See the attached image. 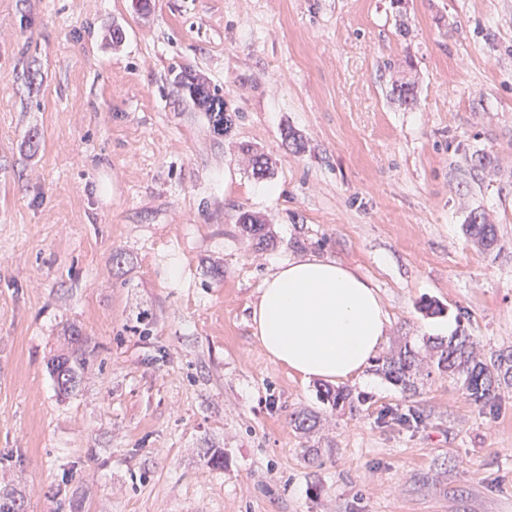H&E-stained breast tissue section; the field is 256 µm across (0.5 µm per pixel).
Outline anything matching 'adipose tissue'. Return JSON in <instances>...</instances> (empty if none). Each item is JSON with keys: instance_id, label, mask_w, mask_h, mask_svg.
Here are the masks:
<instances>
[{"instance_id": "ef3b65f1", "label": "adipose tissue", "mask_w": 512, "mask_h": 512, "mask_svg": "<svg viewBox=\"0 0 512 512\" xmlns=\"http://www.w3.org/2000/svg\"><path fill=\"white\" fill-rule=\"evenodd\" d=\"M263 351L305 379L362 374L381 349L388 317L371 281L327 257L276 266L252 309Z\"/></svg>"}]
</instances>
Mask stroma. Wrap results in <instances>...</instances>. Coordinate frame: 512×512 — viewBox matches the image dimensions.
Segmentation results:
<instances>
[{
	"label": "stroma",
	"instance_id": "35a3bbf8",
	"mask_svg": "<svg viewBox=\"0 0 512 512\" xmlns=\"http://www.w3.org/2000/svg\"><path fill=\"white\" fill-rule=\"evenodd\" d=\"M307 255L372 281L383 353L447 322L512 350V0H0V491L23 512H512V378L484 408L370 366L333 410L264 353L263 282ZM71 326L93 362L62 395ZM181 86L188 92L189 98L193 102H199L205 105L214 132L226 134L232 126V115L224 110V97L219 90L211 89L204 83L195 81L194 78L184 77ZM477 218L480 220L477 221ZM465 232L474 245L484 250L491 248L496 241L495 224H488L484 214L471 217L469 224L465 225Z\"/></svg>",
	"mask_w": 512,
	"mask_h": 512
}]
</instances>
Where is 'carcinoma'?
I'll return each instance as SVG.
<instances>
[{
    "label": "carcinoma",
    "mask_w": 512,
    "mask_h": 512,
    "mask_svg": "<svg viewBox=\"0 0 512 512\" xmlns=\"http://www.w3.org/2000/svg\"><path fill=\"white\" fill-rule=\"evenodd\" d=\"M181 86L192 101L205 105L213 130L219 134L230 130L232 115L224 110V97L218 90L191 77L183 78ZM393 91L402 105L409 108L416 103L415 85L406 76L394 81ZM240 226L244 233L253 238L260 240L264 237L265 224L255 215L243 214ZM465 232L473 244L484 250L491 248L496 241L495 225L487 223L482 214L470 219L469 224L465 225ZM67 343V351L54 357L50 363V373L61 394L73 392L80 384L91 359V352L80 330L75 327L69 329ZM430 359L437 369L457 379L471 401L481 405L494 400L500 378L512 374V352L500 354L493 364L488 365L479 358L476 343L465 334L453 336L431 347ZM376 363L377 371L404 391L415 389L417 380L431 374L429 367L419 358V353L408 346L378 358ZM319 400L334 410L345 405L355 407L349 392L329 386L319 390Z\"/></svg>",
    "instance_id": "carcinoma-1"
}]
</instances>
